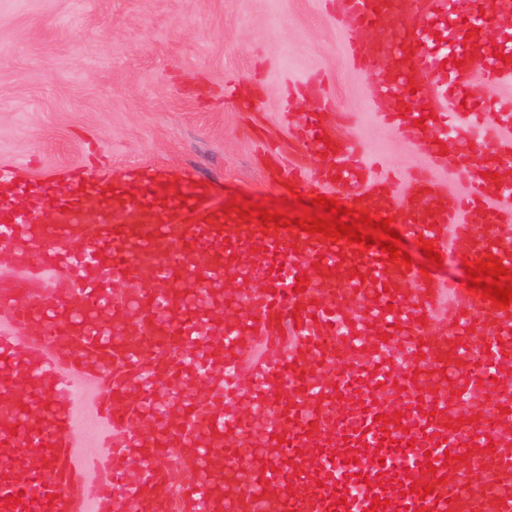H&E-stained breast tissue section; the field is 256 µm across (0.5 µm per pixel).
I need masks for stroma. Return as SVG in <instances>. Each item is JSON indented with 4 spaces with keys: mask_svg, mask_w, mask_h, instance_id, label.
Returning a JSON list of instances; mask_svg holds the SVG:
<instances>
[{
    "mask_svg": "<svg viewBox=\"0 0 512 512\" xmlns=\"http://www.w3.org/2000/svg\"><path fill=\"white\" fill-rule=\"evenodd\" d=\"M324 79L329 119L362 152L369 184L430 172L450 197L469 179L430 168L381 120L324 0H0V169L42 181L62 168L109 180L159 172L219 189L236 210L290 196L280 173H314L294 115ZM243 85L245 98L225 96ZM69 413L82 455L101 451L99 383L77 379Z\"/></svg>",
    "mask_w": 512,
    "mask_h": 512,
    "instance_id": "obj_1",
    "label": "stroma"
}]
</instances>
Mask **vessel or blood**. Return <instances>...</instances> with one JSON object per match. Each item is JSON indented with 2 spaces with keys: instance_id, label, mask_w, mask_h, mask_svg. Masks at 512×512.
Here are the masks:
<instances>
[{
  "instance_id": "1",
  "label": "vessel or blood",
  "mask_w": 512,
  "mask_h": 512,
  "mask_svg": "<svg viewBox=\"0 0 512 512\" xmlns=\"http://www.w3.org/2000/svg\"><path fill=\"white\" fill-rule=\"evenodd\" d=\"M351 61L389 104L387 128L419 146L431 165L455 174L480 155L462 141L443 143L480 121L464 108L469 58L484 60L481 78L512 82V46L494 42L488 22L512 30V0L494 15L474 0H326ZM466 17L465 45L440 47L435 33L447 15ZM400 18L394 37L366 33L384 17ZM301 136L327 156L309 190L340 185L352 207L385 218L404 214L406 234L448 254L454 266L499 259L512 270V139L493 177L473 175L461 202L409 187L381 191L358 176L352 150L332 147L323 112L308 113ZM105 187L73 171L34 185L0 172V246L20 276L0 288V512H512V306L440 280L400 260L296 225L261 224L224 209L214 189L194 185L179 200L161 188L86 207ZM134 209L142 222L118 224ZM492 224L494 235L475 227ZM82 242L74 251V242ZM283 259L287 274L271 271ZM246 284L247 306L234 319L212 309L225 280ZM134 283L115 298L112 284ZM349 338L333 341L338 325ZM286 347L281 358L255 365L249 393L237 381L239 357L251 340ZM403 350L394 371L366 361ZM205 355L207 394L180 398L169 411L164 440L131 437L132 423L157 403L129 376L146 363L179 379L188 349ZM335 360L358 380L349 399L329 387L303 384L310 367ZM498 380L488 384L486 372ZM95 375L99 414L138 459L140 478L126 479L125 459L85 458L69 436L61 407L76 393L77 375ZM248 395L254 410L240 412ZM261 428L273 458L258 459L248 481L217 495L211 474L244 429ZM412 447L400 448L403 439ZM170 447L190 449L193 478L171 486ZM366 478L360 499L342 501L341 480ZM382 499L373 507V499Z\"/></svg>"
}]
</instances>
